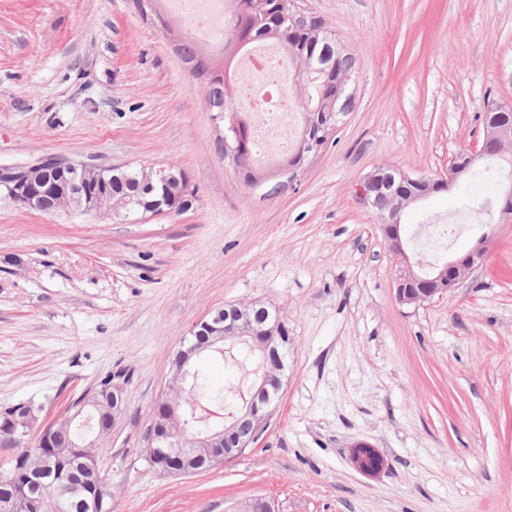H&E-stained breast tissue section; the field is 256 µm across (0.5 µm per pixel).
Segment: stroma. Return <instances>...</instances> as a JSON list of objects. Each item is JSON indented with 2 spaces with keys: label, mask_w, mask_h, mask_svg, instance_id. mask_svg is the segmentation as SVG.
<instances>
[{
  "label": "stroma",
  "mask_w": 512,
  "mask_h": 512,
  "mask_svg": "<svg viewBox=\"0 0 512 512\" xmlns=\"http://www.w3.org/2000/svg\"><path fill=\"white\" fill-rule=\"evenodd\" d=\"M354 57L336 141L279 192L218 146L177 19L136 0H0V163L47 155L182 172V212L40 213L0 191V408L46 418L124 384L102 440L112 512H512V223L443 300L395 297L400 263L356 193L377 167L440 177L512 102V0H304ZM457 193L407 211L450 223ZM252 301L288 324L282 396L257 441L214 470L161 475L145 436L179 340ZM384 457L376 477L351 447ZM351 457L355 468L369 477L378 476L385 466V460L379 451L365 442L352 446Z\"/></svg>",
  "instance_id": "1"
}]
</instances>
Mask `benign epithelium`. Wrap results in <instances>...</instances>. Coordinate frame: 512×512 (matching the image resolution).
I'll list each match as a JSON object with an SVG mask.
<instances>
[{"label": "benign epithelium", "instance_id": "1", "mask_svg": "<svg viewBox=\"0 0 512 512\" xmlns=\"http://www.w3.org/2000/svg\"><path fill=\"white\" fill-rule=\"evenodd\" d=\"M292 26L298 18V10L288 6V0L262 8L252 17V26L268 22L271 16ZM230 134L224 136L225 154L236 157L241 153L242 137L238 119H232L228 127ZM512 144V122L501 117L486 124L480 146L471 151L470 160L489 156L502 157L505 146ZM112 167H102L85 162L48 157L30 165H0V186L9 197L22 207L39 212L74 210L82 213H112L128 215L129 201L113 195L108 189L106 173ZM55 172L57 181L45 184L40 175ZM469 171V164H453L448 176L426 184L425 190L410 200L403 199L389 186L383 170L369 174L360 185V199L383 217L380 229L389 242L392 252L400 259L402 269L396 280L395 296L406 305L420 306L440 299L456 287L475 267L485 259L491 233L484 232L475 239L470 249L439 265L428 276H422L417 263L410 260L406 241L400 230L401 215L409 202L419 201L434 188H447L460 181ZM143 195L152 196L147 207L152 214L184 211L192 205L191 194L184 176L173 170L163 169L147 178L139 187ZM251 305H232L213 312L209 318L198 322L191 336H210L212 340L200 344L194 340L183 344L175 358L170 388L179 394V400L171 395L160 396L154 405V420L146 438L148 458L162 465L172 474H194L215 469L235 458L255 442L278 402L283 387L282 355L287 341L281 334L280 323L263 325L253 322L247 311ZM227 339H240L251 344L264 362L262 374L253 383L251 398L245 412L213 434L188 435L182 424L178 407L187 402L185 387L187 365L191 358L211 345ZM112 400V419L93 436L82 441L68 440L67 445L57 449L59 455L76 462L79 481L65 485L49 482L43 491L29 493L21 490L20 505L24 512H48L46 490L58 499L81 491L94 505L103 503L110 495L107 485L99 476L97 456L90 449L112 432L115 417L126 405L124 386L112 385L108 393ZM100 401L86 393L75 407V412L65 413L51 421H41L30 405L17 407L5 417L4 430L14 439L34 443L42 447H53L65 437L76 417L85 407L98 406ZM352 462L355 468L369 477L378 476L384 469L385 460L379 451L365 442L352 446Z\"/></svg>", "mask_w": 512, "mask_h": 512}]
</instances>
